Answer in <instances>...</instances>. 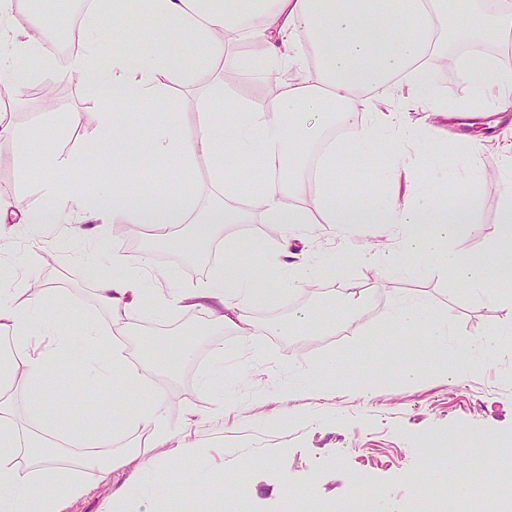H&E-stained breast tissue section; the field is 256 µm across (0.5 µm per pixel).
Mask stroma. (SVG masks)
<instances>
[{"label": "stroma", "mask_w": 512, "mask_h": 512, "mask_svg": "<svg viewBox=\"0 0 512 512\" xmlns=\"http://www.w3.org/2000/svg\"><path fill=\"white\" fill-rule=\"evenodd\" d=\"M467 51L466 44H450L447 58L435 63L437 98L448 111L428 123L414 121L405 128L398 152L384 161L390 171L388 182H379L373 167L360 162L353 175L373 195L404 191L410 176L434 185L445 178L443 164L467 167L474 156L473 141H481L477 174L488 190L475 210V221L491 226L497 224L503 203L498 191L506 183L501 147L512 140V111L490 117L478 113L473 126L456 127L451 115L463 111L469 88L454 63ZM38 77L41 85L56 86L54 103L47 106L39 98H29L16 108L13 119L19 132L29 136L37 163L49 164L57 157L81 153L86 179L116 168L123 181L139 184L143 194L163 184L175 193L191 190L197 210L217 203L218 196L206 176L207 161H198L166 184L162 181L163 163L149 169L143 164L150 153L148 143H141L138 155L118 164L107 152L85 155L99 125L92 93L72 70L58 64L40 69ZM74 112L81 115L76 125L69 121ZM0 193L21 195L31 207L41 204L40 196L22 177L15 144L5 140H0ZM191 231V225L182 224L164 235L140 239L139 251L149 256L151 265L165 274L174 288L207 279L224 258L225 240L268 250L275 244L265 225L226 224L190 252L181 241ZM84 247V242L61 228H49L36 236L30 227L20 226L0 242V251L15 275V287H26L37 277L65 294L62 307L44 312L62 330L71 329L76 313L105 326L111 323L109 313L95 297L99 268L79 258ZM299 247L316 262L321 288L314 294L294 288L278 305L255 308L249 335L212 332L209 315L195 309L171 311L148 306L141 310L123 337L129 365L173 397L168 409L172 428H182L186 418H193L189 437L209 453L182 459L175 468L161 461L145 471L139 459H132L127 468L113 472L109 481L89 477V494L72 502L66 512H100L102 504L118 491L128 512H140L149 497L176 512H201L204 502L197 495L200 473L210 474L212 496H225L220 474L223 464L232 461L239 462L241 474L237 492L229 501L233 512H300L304 504L331 499L341 501L348 512H381L388 500L398 503L402 512H411L418 482L452 485L453 477L440 460L457 453L454 438L458 433L470 432L479 441L495 438L512 454L511 314L467 294L434 266L400 277L378 263H350L344 281H336L333 267L339 240L327 224L316 225L313 237ZM343 286L363 288L374 296L358 329H346L336 337L289 326L291 308L332 300ZM408 293L420 294L447 315L449 325L458 333L502 331L504 338L493 359L455 383L440 377L412 389H393L390 381L402 368L412 337L389 326L388 318L394 302ZM274 324L282 325V332H271ZM184 334L197 340L187 364L172 371L146 358L144 346L152 339ZM331 353L344 359L340 373L322 379L324 385L335 388L334 399L298 391L287 405H280L274 381L285 383L298 376L297 371L289 370L287 355H296L306 364ZM219 366L224 369V400L229 407L225 414L215 413L213 394L199 386L201 374ZM369 372L374 373L376 385L365 397L357 386ZM55 380L61 391V409L77 410L87 422L111 431L113 450L126 448L130 435L112 431L110 420L99 413L101 403L112 399L111 389L81 382L70 363ZM172 468L178 471V483L170 487L166 480Z\"/></svg>", "instance_id": "35a3bbf8"}]
</instances>
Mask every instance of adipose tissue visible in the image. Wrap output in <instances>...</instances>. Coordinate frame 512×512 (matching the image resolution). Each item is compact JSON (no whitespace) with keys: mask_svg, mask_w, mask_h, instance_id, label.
<instances>
[{"mask_svg":"<svg viewBox=\"0 0 512 512\" xmlns=\"http://www.w3.org/2000/svg\"><path fill=\"white\" fill-rule=\"evenodd\" d=\"M460 0H149L138 31L161 32V48L142 53L129 48L131 33L116 28L112 36L121 45L111 66L97 62L103 31L100 8L88 11L82 21L83 50L71 62L84 84L94 93L99 134L89 146L96 153L111 149L113 158L135 153L137 139L121 136L111 124L118 114L143 105L161 110V119L145 136L154 154L169 171L191 168L199 158L210 161L209 180L222 200L197 211L189 193L157 189L152 196L133 188L106 183L87 191L69 188L81 176L83 159L60 157L41 172L38 189L44 206L32 208L21 197L0 195V240L14 225L32 227L68 225L70 232L92 240L93 222L162 227L194 225V237L207 238L217 224L258 222L277 227L280 238L266 259L254 249L234 242L226 246L224 262L213 275L190 287L169 291L154 287L148 259L130 262L113 252L101 267L96 282L98 304L113 320L130 325L147 301L177 309L199 308L214 326L247 335L251 312L259 305L277 302L282 289L269 287L270 278L287 275L289 281L314 287V263L297 257L293 241L297 232L313 224L332 225L343 243V261H377L401 275L433 265L464 289L497 302L512 314V194L504 193L498 224H476L474 211L485 192L481 181L467 183L464 201L436 191L418 190L407 183L404 193L370 199L356 187H343L336 176L337 160L361 158L378 161L390 143L398 142L396 113L366 107L373 113L370 125L354 126V109L361 91L381 85L408 87L415 105L430 104L441 111L435 96L433 58L447 52V32L463 35L470 43L457 63L459 76L468 84V108L482 111L485 102L498 98L501 110L512 109V70L500 67L483 50L486 42L512 32V0H497L496 9L462 19ZM414 26L405 30L402 19ZM234 34L253 47L241 57L228 53L225 34ZM306 36L316 50L315 68H307L297 50L299 36ZM53 62L34 14H21L14 0H0V84L14 89L22 100L39 85L26 61ZM259 75L270 87L260 101L225 98L224 82L214 67ZM189 74L201 78L198 88L197 128L188 133L185 116L174 107L162 78ZM351 128L348 140H327L334 126ZM261 155L268 177L251 181L249 173L230 175L229 163ZM369 238L356 239V229ZM489 240V250L459 253L450 241L466 236ZM59 289L42 285L27 294L10 288L0 299V336L10 342L8 366L0 365V512H65L69 502L82 498L88 486L63 467V449H74V459L100 479L125 465L129 457H143L152 464L153 450L169 463L205 451L188 441L168 423L169 396L128 365L115 330L78 318L86 342L104 348L101 356L85 357L86 381L111 386L114 394L144 398L137 414L116 420L127 433L149 432V447L112 451L111 433L75 428L70 414L53 411L58 390L52 375L73 353L65 334L44 338L37 312L56 304ZM372 301L364 291L341 289L337 304L320 311L309 305L290 310V324L320 332L335 324L351 327L358 313ZM389 322L418 339L394 384L407 389L433 373L448 372L457 380L481 369L497 350V332L449 344L448 319L418 295L401 298ZM23 388L28 400V425L15 422L9 394Z\"/></svg>","mask_w":512,"mask_h":512,"instance_id":"obj_1","label":"adipose tissue"}]
</instances>
